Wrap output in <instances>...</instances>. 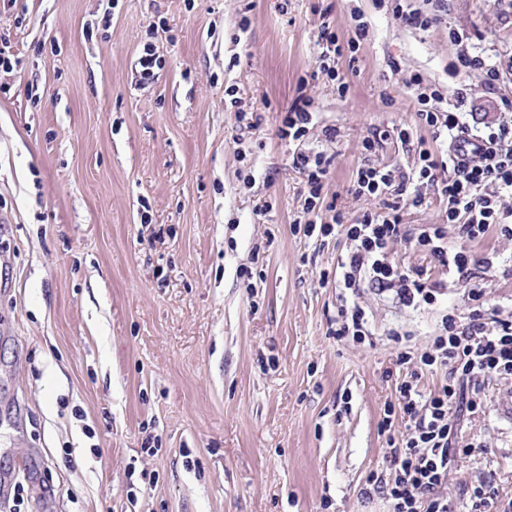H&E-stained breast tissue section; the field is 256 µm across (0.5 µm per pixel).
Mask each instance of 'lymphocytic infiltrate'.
<instances>
[{
  "instance_id": "1",
  "label": "lymphocytic infiltrate",
  "mask_w": 512,
  "mask_h": 512,
  "mask_svg": "<svg viewBox=\"0 0 512 512\" xmlns=\"http://www.w3.org/2000/svg\"><path fill=\"white\" fill-rule=\"evenodd\" d=\"M353 19V33L344 41L329 24H322L319 30L315 63L328 77L337 75V57L357 53L367 37L368 25L361 14H354ZM448 37L461 46L455 73L480 74L485 89L495 92L500 67L463 47L457 31H449ZM411 83L417 117L430 130L433 146L414 139L407 127L395 128V138L414 158L411 168L402 169L372 161L381 138H365L367 157L357 168L350 191L377 200V207L364 211L354 223H345L338 213L327 222L304 224L302 232L322 244L331 238L345 240L346 248L336 261V285L343 301L334 331L339 339L361 341L371 334L369 316L357 302L363 288L392 293L401 306L417 310L439 307L449 280L471 282L473 307L467 317L439 307V323L429 347L419 353L408 348L399 352L400 363L430 370L444 368L448 379L427 395L410 381L398 386V405L386 407L383 424L391 426L392 415L399 410L408 417L410 431L390 443L394 465L390 479L376 474L368 479L375 488L386 490L393 512H454L445 488L448 464L455 452V420L463 413L482 412L485 382L512 378V320L498 318L486 308L485 286L473 281L471 272L476 263L472 244L492 231L512 241V224L503 221L501 214L502 194L512 191V127L490 123L483 134H474L462 120L460 104L447 103L439 86L424 84L418 76ZM294 162L307 175L305 207L315 210L331 159L320 151L303 152ZM430 190L446 203L443 223L425 224L413 235H405L401 209L421 205ZM451 224L458 229L455 245L449 244L447 237ZM404 236L414 250L437 262L440 278H432L427 268H404L394 260L391 246Z\"/></svg>"
}]
</instances>
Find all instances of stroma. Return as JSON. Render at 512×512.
Segmentation results:
<instances>
[{"instance_id":"1","label":"stroma","mask_w":512,"mask_h":512,"mask_svg":"<svg viewBox=\"0 0 512 512\" xmlns=\"http://www.w3.org/2000/svg\"><path fill=\"white\" fill-rule=\"evenodd\" d=\"M356 12L368 37L331 81L315 37L325 19L347 37ZM452 28L504 62L512 98V0H447L427 31L379 0H0L17 61L0 69V477L26 464L27 512H391L367 477L409 421L383 433L384 410L409 377L427 394L445 375L400 363L388 332L424 350L438 314L366 288L370 340L331 336L344 242L294 233L293 157L332 155L321 201L351 224L375 205L349 191L363 140L431 136L413 76L465 94L473 130L512 122L479 75L453 76ZM301 94L298 144L278 128ZM476 254L512 319V243ZM485 394L458 426L456 512L479 483L512 498V381Z\"/></svg>"}]
</instances>
